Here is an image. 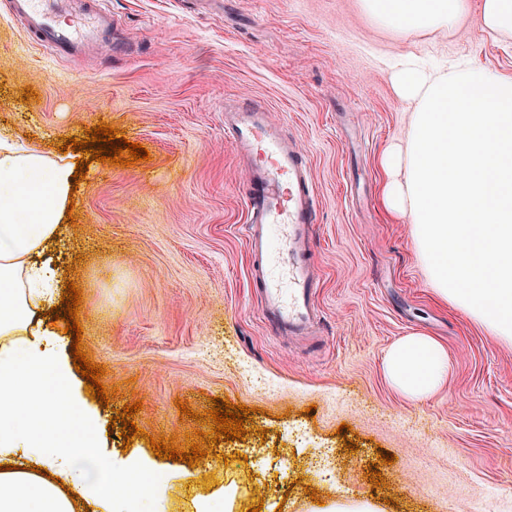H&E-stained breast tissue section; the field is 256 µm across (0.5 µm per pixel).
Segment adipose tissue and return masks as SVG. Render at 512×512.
Instances as JSON below:
<instances>
[{
	"label": "adipose tissue",
	"mask_w": 512,
	"mask_h": 512,
	"mask_svg": "<svg viewBox=\"0 0 512 512\" xmlns=\"http://www.w3.org/2000/svg\"><path fill=\"white\" fill-rule=\"evenodd\" d=\"M398 34L453 31L470 0H361ZM413 104L403 148L386 150L383 203L407 217L432 289L488 335L512 345V77L477 67L428 71L405 56L391 75ZM72 168L32 144L0 137V512H116L117 490L163 483L152 463L108 468L97 419L57 348L63 326L37 317L55 300L56 275L37 257L62 229ZM384 371L404 397L439 391L447 348L413 333L387 351Z\"/></svg>",
	"instance_id": "obj_1"
}]
</instances>
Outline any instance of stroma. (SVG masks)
<instances>
[{"mask_svg": "<svg viewBox=\"0 0 512 512\" xmlns=\"http://www.w3.org/2000/svg\"><path fill=\"white\" fill-rule=\"evenodd\" d=\"M11 2L0 0V133L86 173L45 254L59 286L80 290L83 350L116 392L88 402L102 456L119 466L159 437L188 449L214 429L219 397L251 408L249 432L195 467L154 458L170 475L160 512H224L225 487L242 512L339 498L381 512H512V346L437 300L411 224L382 203L380 158L406 139L413 110L391 84L401 55L512 76V37L484 33L482 0L455 34L405 39L360 0H103L122 51L70 59L32 44ZM242 98L266 105L311 162L321 283L309 336L259 319L240 231L247 162L224 133L225 108ZM101 124L149 158L120 166L69 148ZM414 331L452 359L444 388L422 400L400 396L382 368ZM137 401L145 434L127 447L113 412Z\"/></svg>", "mask_w": 512, "mask_h": 512, "instance_id": "1", "label": "stroma"}]
</instances>
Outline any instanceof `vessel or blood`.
<instances>
[{"label":"vessel or blood","instance_id":"1","mask_svg":"<svg viewBox=\"0 0 512 512\" xmlns=\"http://www.w3.org/2000/svg\"><path fill=\"white\" fill-rule=\"evenodd\" d=\"M13 9L35 43L58 56L77 55L92 43H112V18L99 0H87L77 13L69 0H13ZM224 131L249 160L243 231L261 297L260 316L280 335H311L319 282L310 260L317 203L309 159L256 101L242 102L237 119Z\"/></svg>","mask_w":512,"mask_h":512}]
</instances>
